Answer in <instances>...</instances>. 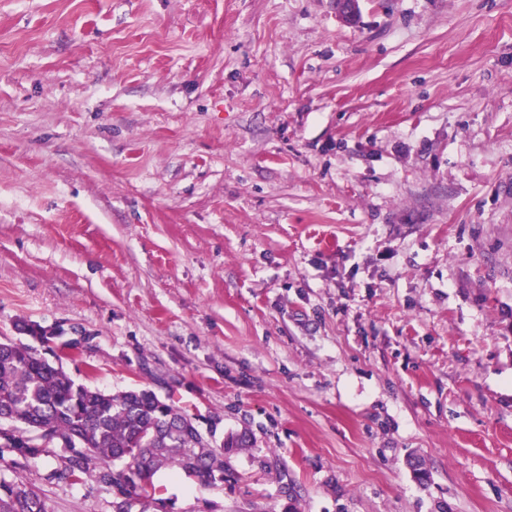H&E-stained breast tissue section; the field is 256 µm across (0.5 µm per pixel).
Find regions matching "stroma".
Returning a JSON list of instances; mask_svg holds the SVG:
<instances>
[{
	"mask_svg": "<svg viewBox=\"0 0 512 512\" xmlns=\"http://www.w3.org/2000/svg\"><path fill=\"white\" fill-rule=\"evenodd\" d=\"M359 5L0 0V341L247 433L175 512H512V0Z\"/></svg>",
	"mask_w": 512,
	"mask_h": 512,
	"instance_id": "1",
	"label": "stroma"
}]
</instances>
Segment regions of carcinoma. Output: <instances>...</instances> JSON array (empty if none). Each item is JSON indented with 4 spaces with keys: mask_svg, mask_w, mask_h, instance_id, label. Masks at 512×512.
<instances>
[{
    "mask_svg": "<svg viewBox=\"0 0 512 512\" xmlns=\"http://www.w3.org/2000/svg\"><path fill=\"white\" fill-rule=\"evenodd\" d=\"M15 328L38 342L44 332L20 321ZM32 342H0V448L37 459L66 439L57 476L77 480L102 460L96 481L112 491V512H162L154 476L179 470L201 485L230 476L224 455L250 447L247 433L230 434L215 448L175 405L146 389L105 393L75 384L62 365ZM0 512H47L44 497L22 481L0 477Z\"/></svg>",
    "mask_w": 512,
    "mask_h": 512,
    "instance_id": "cac0c4a2",
    "label": "carcinoma"
}]
</instances>
